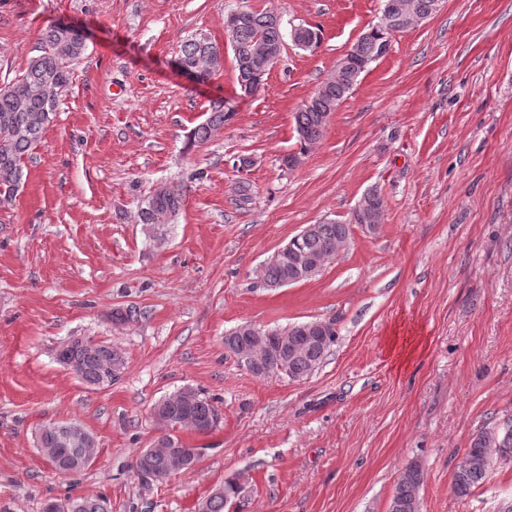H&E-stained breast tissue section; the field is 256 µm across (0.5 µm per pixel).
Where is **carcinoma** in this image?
Masks as SVG:
<instances>
[{
    "label": "carcinoma",
    "mask_w": 512,
    "mask_h": 512,
    "mask_svg": "<svg viewBox=\"0 0 512 512\" xmlns=\"http://www.w3.org/2000/svg\"><path fill=\"white\" fill-rule=\"evenodd\" d=\"M389 11L402 18L403 28L428 19L432 0H386ZM392 35L384 21L369 27L352 51L346 53L336 64V70L314 90L295 112L294 121L300 144L299 152L282 158V164L304 157L324 136L326 126L340 103L357 85L362 74L368 71L377 57L383 54V46ZM238 51L233 53L237 85L255 83L253 92L260 90L257 84L261 77L260 66L247 58V50L259 43L277 45L285 41L280 18L272 12L252 9L240 19L234 34ZM85 49V41L73 28L62 25L48 27L42 38L40 54L33 57L27 67L10 82L0 85V196H16L26 179L25 158L38 143L57 117L59 95L70 82V62L78 58ZM220 63V47L208 38L195 36L181 43L177 60L178 68L190 69L202 78L212 76ZM233 115L226 102H215L205 122L197 125L192 133L191 144L202 146L210 142L224 128ZM185 190L182 187H165L145 198L138 212L140 223L149 233L155 234L170 224L184 204ZM384 211L383 200L377 191L366 193L362 211L347 221L329 220L311 225V230L290 239L286 248L296 249L315 257L326 265L336 257L340 248L352 234V224H379ZM265 283L279 284L286 275V267L273 257L264 265ZM321 329L308 332L312 322H297L286 327L264 328L244 323L224 336V349L236 358L245 350L261 357L265 350L277 344L282 336L294 350L284 359H272L265 368L275 373L280 366L288 368V380L300 381L314 374L324 362L330 348L336 342V326L333 321H319ZM123 356L112 344L100 341L93 347L78 342H65L55 351V360L64 368H75L77 379L93 389L112 386V377L107 370L112 358ZM154 409L170 419L172 429L167 437L182 444L174 426H198L202 430H213L222 422V415L215 405V398L203 390L186 386L159 400ZM62 432H39L37 448L43 454L51 448L61 447ZM512 457V428L500 430L488 428L480 431L472 440L455 465L453 490L460 497L470 494L472 488L489 476L496 459ZM170 460L157 453L143 449L138 455L134 474L138 480L147 482L149 473L167 476ZM423 483L421 470L407 465L401 472L389 512H420L419 489ZM239 494L233 481L228 480L215 488L198 505V512H224V508ZM68 512H111L109 500L104 497H80L64 501Z\"/></svg>",
    "instance_id": "carcinoma-1"
}]
</instances>
